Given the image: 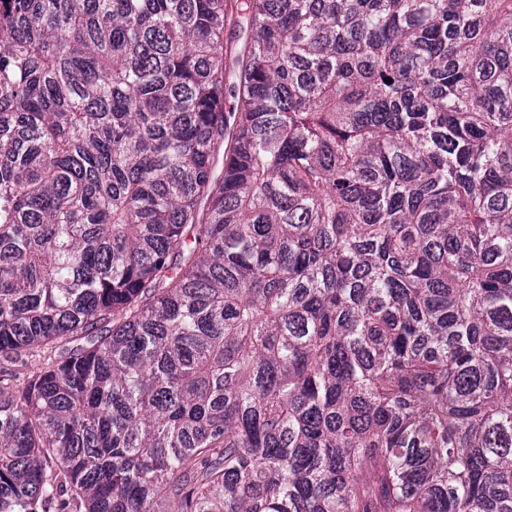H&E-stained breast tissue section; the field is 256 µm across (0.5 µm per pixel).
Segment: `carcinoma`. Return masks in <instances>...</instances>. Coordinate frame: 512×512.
<instances>
[{
    "instance_id": "obj_1",
    "label": "carcinoma",
    "mask_w": 512,
    "mask_h": 512,
    "mask_svg": "<svg viewBox=\"0 0 512 512\" xmlns=\"http://www.w3.org/2000/svg\"><path fill=\"white\" fill-rule=\"evenodd\" d=\"M232 20L0 0V512H512V0ZM247 35L238 28L227 27L224 30V67L226 65V84L224 85V111L236 109L240 104L236 75L242 61Z\"/></svg>"
}]
</instances>
